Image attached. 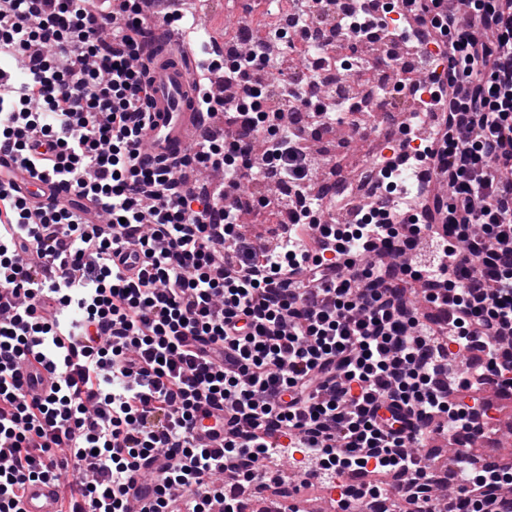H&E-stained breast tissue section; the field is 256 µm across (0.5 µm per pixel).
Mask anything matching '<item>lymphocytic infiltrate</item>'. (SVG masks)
<instances>
[{
    "mask_svg": "<svg viewBox=\"0 0 512 512\" xmlns=\"http://www.w3.org/2000/svg\"><path fill=\"white\" fill-rule=\"evenodd\" d=\"M149 2L0 0V153L74 197L34 207L0 172V512L61 478L59 512H172L179 496L184 512H240L215 477L266 481L289 446L361 475L345 503L380 498L367 477L382 473L416 512H512L511 467L467 459L442 501L421 452L433 433L485 435L477 392L512 375V0H399L393 36L432 43L445 68H394L435 117L396 150L442 193L417 209L379 155L376 195L343 223L310 183L333 118L266 45L229 66L197 45L204 133L192 155H144ZM263 168L294 186L297 214L262 253L242 213L279 205L244 190ZM134 248L146 261L129 273L113 256ZM31 357L56 373L42 399L22 393ZM205 406L224 413L221 447L192 433Z\"/></svg>",
    "mask_w": 512,
    "mask_h": 512,
    "instance_id": "obj_1",
    "label": "lymphocytic infiltrate"
}]
</instances>
